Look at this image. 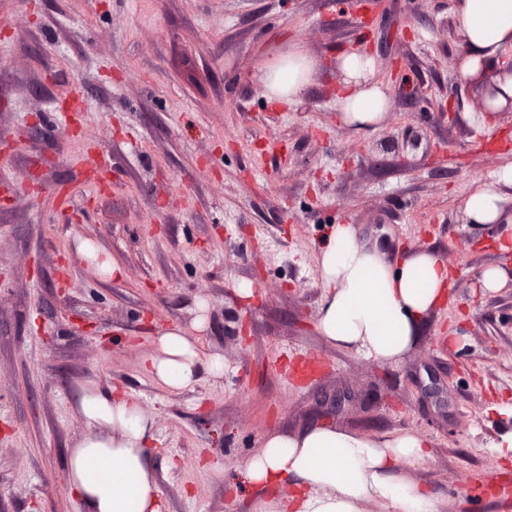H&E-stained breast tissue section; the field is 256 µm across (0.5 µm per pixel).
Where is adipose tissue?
<instances>
[{
  "label": "adipose tissue",
  "mask_w": 512,
  "mask_h": 512,
  "mask_svg": "<svg viewBox=\"0 0 512 512\" xmlns=\"http://www.w3.org/2000/svg\"><path fill=\"white\" fill-rule=\"evenodd\" d=\"M456 31L464 46L461 80L492 74L497 105L512 100V0H457ZM366 54H348L336 105L357 132L384 118L388 93L373 79ZM315 62L301 49L272 59L263 88L268 100L291 103L307 90ZM474 224L512 222V168L473 186L464 201ZM319 285L323 298L316 328L328 343L379 362H395L408 351L426 315L448 295L449 268L431 251H402L397 260L359 241L354 225L339 224L322 243ZM144 371L165 389H193L203 374L223 372L224 363L202 356L187 331H162ZM87 429L69 450L67 482L87 512H164L166 505L148 448L156 439L153 418L133 394L85 384L74 399ZM428 442L403 432L370 439L323 424L296 435L268 433L242 474L253 488L273 490L267 512H363L366 502L383 512H438V502L408 472L425 462Z\"/></svg>",
  "instance_id": "1"
}]
</instances>
